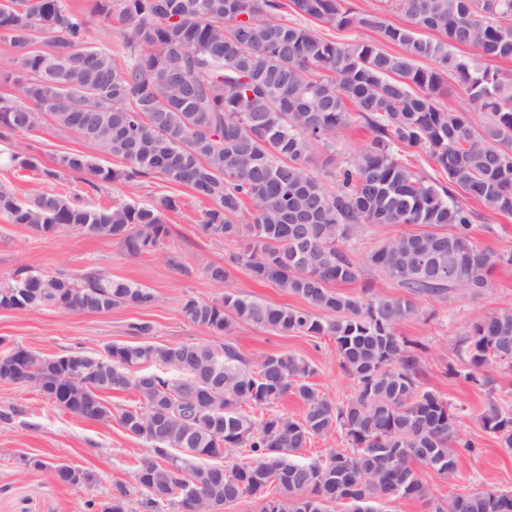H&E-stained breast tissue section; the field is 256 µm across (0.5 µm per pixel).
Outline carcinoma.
<instances>
[{"mask_svg": "<svg viewBox=\"0 0 512 512\" xmlns=\"http://www.w3.org/2000/svg\"><path fill=\"white\" fill-rule=\"evenodd\" d=\"M388 2L413 27L395 26L382 12H357L347 0H95L102 25H121V43L106 48L91 45L88 21L64 0H0V40L20 86L19 99L0 97V139L48 119L123 168L70 151L42 170L47 179L87 174L134 189L158 178L188 187L211 204L200 224L207 237L245 240L225 263L205 267L210 282L225 283L229 268L241 266L305 302L280 306L230 292L188 297L184 319L224 343H113L88 380L69 379L80 352L43 357L15 347L24 380L10 375L9 351L0 353V380L37 386L81 419L107 423L113 413L105 394H137L139 405L121 411L119 424L150 445L131 461L149 512H189V490L198 512H226L245 497L257 500L259 512H330L332 505L380 512L399 499L430 512H512V491L488 479L471 492L431 494L423 469L451 481L459 449L479 444L462 439L452 405L421 383L428 346L398 332L418 317L417 300L478 296L496 266L512 264V254L473 242L481 214L461 200L512 216V71L482 63L512 60V0ZM286 7L326 28L374 32L378 42L327 40L283 20ZM417 28L440 38H422ZM382 43L399 51L386 52ZM421 59L434 66H420ZM450 79L470 110L440 106ZM471 111L485 115L482 127ZM354 114L371 138L338 166L336 141ZM411 148L430 158L439 177L404 161L401 151ZM3 160L37 168L20 148ZM178 207L170 195L149 205L91 206L55 194L24 202L0 184V216L8 223L45 236L59 224L112 239L131 256L164 246L163 217ZM388 224L417 230L383 241L368 263L404 294L337 291L362 276L354 245L366 227ZM450 263L460 270L456 279L437 273ZM157 301L149 288L96 271L80 284L41 274L27 288L15 277L0 287L5 309L103 312ZM236 321L333 339L354 392L342 402L321 393L311 383L314 366L288 352L251 359L229 336ZM454 354L463 368L449 363L448 374L485 388L483 428L512 453V406L495 397L493 375L512 372V308L473 323ZM290 395L302 403L298 418L273 410ZM336 432L348 447L299 459L313 439ZM28 463L63 485L92 480L67 464ZM101 512H133L124 485H115Z\"/></svg>", "mask_w": 512, "mask_h": 512, "instance_id": "cac0c4a2", "label": "carcinoma"}]
</instances>
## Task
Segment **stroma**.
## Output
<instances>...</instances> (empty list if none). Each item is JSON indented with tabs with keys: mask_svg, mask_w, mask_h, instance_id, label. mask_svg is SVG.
Instances as JSON below:
<instances>
[{
	"mask_svg": "<svg viewBox=\"0 0 512 512\" xmlns=\"http://www.w3.org/2000/svg\"><path fill=\"white\" fill-rule=\"evenodd\" d=\"M20 143L36 158L37 169L0 165V183L10 186L19 199L61 194L83 203L110 206L129 200L145 204L159 195L171 194L178 198L180 208L164 216L170 230L165 248L138 257L129 256L109 239L74 232L46 237L0 219V282L8 281L21 267L75 282L94 270L113 279L134 281L159 296L158 303L149 309L126 305L102 313L73 312L54 306L25 311L0 309V339L6 345L18 344L46 357L96 353L112 343L140 342L142 336L136 327L142 323L151 325L149 340L153 343L174 345L204 340L218 344L221 336L183 319L181 303L185 297L210 300L228 289L274 305H298V298L273 284L255 282L242 267L231 268L222 287L205 278L204 265L223 262L242 244L215 242L202 233L200 220L206 205L189 188L154 179L132 193L118 182L93 188L80 174L46 179L42 168L52 166L60 153L72 150L95 157L105 166H122L119 159L100 154L94 144L46 120L22 135ZM405 231L402 225L367 227L355 255L363 267L362 276L357 283L341 285V292L357 294L367 285L380 296L400 295L393 280L368 268L367 258L385 238ZM508 307H512V265L502 264L493 270L490 285L482 295L457 294L443 303L420 301L421 319L405 321L399 327L402 336L428 345L425 386L455 408L462 438H472L480 444L476 452H461L454 482L428 475L434 496L480 488L490 477L498 487L512 490V453L503 451L480 422L486 391L444 373L446 361L454 357L457 336L486 313ZM231 337L240 350L254 359L269 352H288L307 359L316 368L313 384L333 399H345L353 391V380L339 367L333 339L284 336L244 322L236 323ZM148 448L146 441L128 436L118 422L83 420L54 406L34 387L0 383V512H86V502H107L115 483L132 484L130 463ZM30 457L90 471L95 480L74 488L57 484L45 472L26 466Z\"/></svg>",
	"mask_w": 512,
	"mask_h": 512,
	"instance_id": "35a3bbf8",
	"label": "stroma"
}]
</instances>
